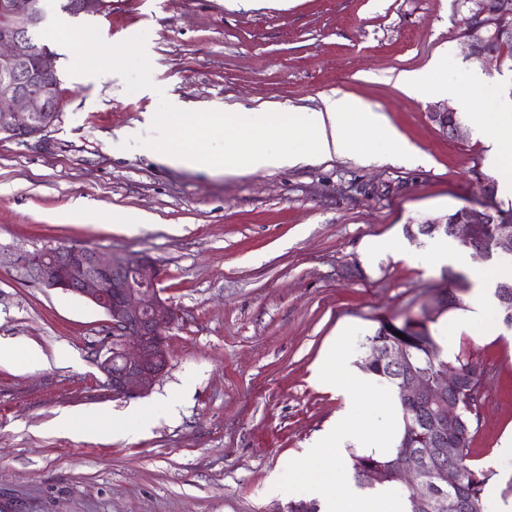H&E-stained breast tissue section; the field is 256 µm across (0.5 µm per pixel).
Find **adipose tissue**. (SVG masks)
I'll use <instances>...</instances> for the list:
<instances>
[{
	"mask_svg": "<svg viewBox=\"0 0 512 512\" xmlns=\"http://www.w3.org/2000/svg\"><path fill=\"white\" fill-rule=\"evenodd\" d=\"M463 78L468 92L462 95L461 101L472 106L469 115L472 125L492 145L501 195L512 198V139L500 135L502 129L512 128V94L504 88L490 87L475 72L464 73ZM184 118L187 128L201 136L222 132L223 149H192L178 141L147 145V152L160 163L185 169L206 166L240 175L293 167L332 156L408 164L423 161L419 150L403 141L384 115L348 95L328 96L322 108L306 112L237 109L231 112H188ZM506 278H512V267L491 264L475 269L479 296L471 310L460 314L455 321L456 330H466L479 323L486 335L496 333L497 324L493 318L497 303L495 288Z\"/></svg>",
	"mask_w": 512,
	"mask_h": 512,
	"instance_id": "obj_1",
	"label": "adipose tissue"
}]
</instances>
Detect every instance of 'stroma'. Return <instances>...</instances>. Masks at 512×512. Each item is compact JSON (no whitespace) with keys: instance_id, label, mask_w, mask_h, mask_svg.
I'll list each match as a JSON object with an SVG mask.
<instances>
[{"instance_id":"1","label":"stroma","mask_w":512,"mask_h":512,"mask_svg":"<svg viewBox=\"0 0 512 512\" xmlns=\"http://www.w3.org/2000/svg\"><path fill=\"white\" fill-rule=\"evenodd\" d=\"M460 0H112L100 13L50 12L61 116L47 142L0 141V245L144 252L164 270L178 318L170 366L153 391L117 398L99 368L110 319L86 299L0 266V337L33 346L32 368L0 365V512H287L268 489L334 422L343 396L313 370L349 326H403L447 268L387 253L407 225L462 206H497L481 136L449 138L408 94L403 73L445 60L449 96L479 69L460 37ZM334 93L383 112L425 163L332 157L232 175L157 162L146 144L176 138L188 112L242 106L317 109ZM96 224L63 213L75 200ZM130 216L114 224L112 212ZM150 214L152 223L133 218ZM485 373L470 466L512 439V330L429 326ZM170 402L145 432H63L61 412L111 422Z\"/></svg>"}]
</instances>
